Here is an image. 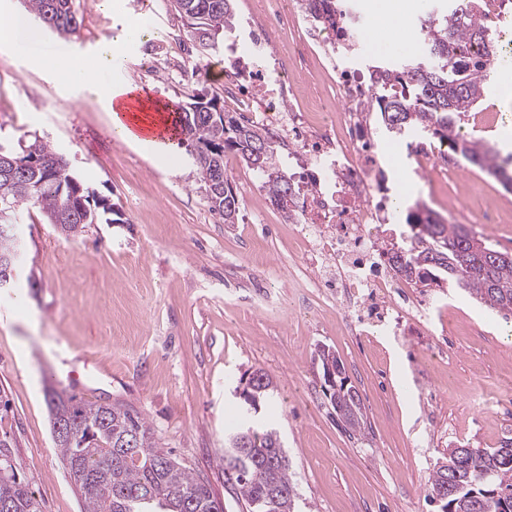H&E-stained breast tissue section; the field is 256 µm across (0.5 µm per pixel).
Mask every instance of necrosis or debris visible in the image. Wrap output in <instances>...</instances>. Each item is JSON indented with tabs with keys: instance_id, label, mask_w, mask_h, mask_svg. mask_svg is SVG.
<instances>
[{
	"instance_id": "necrosis-or-debris-1",
	"label": "necrosis or debris",
	"mask_w": 512,
	"mask_h": 512,
	"mask_svg": "<svg viewBox=\"0 0 512 512\" xmlns=\"http://www.w3.org/2000/svg\"><path fill=\"white\" fill-rule=\"evenodd\" d=\"M354 23L347 10L333 30L299 0H267L262 16L249 19L246 63L224 73V99L244 122L273 130L292 156H306L296 182L299 232L325 295L356 314L365 335L399 336L404 316L421 309L381 248L386 237H406L409 226L386 206L398 184L368 123L371 89L351 64L355 45L341 38ZM281 24L292 31L276 50L267 31Z\"/></svg>"
}]
</instances>
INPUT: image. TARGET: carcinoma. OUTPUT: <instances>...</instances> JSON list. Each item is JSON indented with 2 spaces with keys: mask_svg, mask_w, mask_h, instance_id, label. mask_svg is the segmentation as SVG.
<instances>
[{
  "mask_svg": "<svg viewBox=\"0 0 512 512\" xmlns=\"http://www.w3.org/2000/svg\"><path fill=\"white\" fill-rule=\"evenodd\" d=\"M235 0H173L187 28L200 33V53L215 47V39L230 26ZM337 0H305L304 8L334 29ZM26 11L45 30L61 37L77 33L72 0H24ZM425 53L401 62L371 66L372 109L391 134L417 131L449 143L457 157L492 174L512 190V156L502 159L481 139L464 138L455 130L465 113L482 98L499 55L490 33L482 0H451L448 12L420 20ZM208 68L192 73L186 100L178 109L180 143L189 153L200 145L214 146L209 159L193 158L209 209L226 224L235 223L238 198L233 193L224 155L235 152L263 183L268 197L283 215L291 212L293 183L275 159L273 135L230 114L221 119L224 102L207 97L195 86L208 81ZM18 162L0 170V210L23 204L37 208L47 224L70 236L80 224H121L120 213L96 191L83 185L68 162L56 164L59 154L50 143L34 138L20 150L0 145V158ZM413 245L391 253L394 268L422 284L431 272L444 276L470 297L503 319H512V253L502 252L476 237L464 224H447L433 211L409 216ZM326 394L346 431L361 435L367 428L365 404L346 376L336 353L317 356ZM336 374L329 384V371ZM253 405L240 402L231 433L224 438V477L237 487L249 512H293L297 484L277 429L269 422L274 386L263 370ZM51 422L80 420L83 431L73 441L56 446L69 476L83 499V512H220L208 484L157 447L143 415L131 406L107 407L74 395L67 401H48ZM135 446L123 448L129 435ZM428 500L440 512H512V438L495 448H450L434 466L425 486ZM0 512H40L34 495L17 480L13 469L0 471Z\"/></svg>",
  "mask_w": 512,
  "mask_h": 512,
  "instance_id": "1",
  "label": "carcinoma"
}]
</instances>
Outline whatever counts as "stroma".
Returning <instances> with one entry per match:
<instances>
[{"mask_svg": "<svg viewBox=\"0 0 512 512\" xmlns=\"http://www.w3.org/2000/svg\"><path fill=\"white\" fill-rule=\"evenodd\" d=\"M358 17L357 68L421 56L419 22L448 0H390L403 23L393 38L370 39L373 0H349ZM82 18L66 38L44 45L73 61L93 57L121 28L136 27L119 83L183 100L201 64L205 88L223 94L224 50L201 55L169 0H72ZM489 24L511 62L496 66L462 127L471 139L512 154V0ZM40 137L65 156L86 186L121 210L120 224H90L65 237L37 209L17 214L23 259L13 287L0 288V440L10 444L17 478L42 512H81V502L52 437L48 390L89 402L132 406L161 446L206 481L224 512H247L224 477V432L242 377L264 370L278 387L276 422L301 496L300 512H436L425 485L448 449L493 448L512 434L498 414L499 379L512 369V325L460 289L431 288L455 308L431 309L421 335L402 344L339 327L317 299L299 257L295 225L272 205L254 215V177L238 155L224 163L239 201L236 223L211 214L185 149L144 150L114 141L107 109L77 98L25 57L0 51V144ZM408 202L422 201L447 222L484 236V209L503 187L467 163L457 173H421L406 143ZM446 336L452 361L427 352ZM332 348L359 390L368 429L350 436L337 423L314 361Z\"/></svg>", "mask_w": 512, "mask_h": 512, "instance_id": "35a3bbf8", "label": "stroma"}]
</instances>
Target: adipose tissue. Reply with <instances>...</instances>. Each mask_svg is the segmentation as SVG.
<instances>
[{"label": "adipose tissue", "instance_id": "obj_1", "mask_svg": "<svg viewBox=\"0 0 512 512\" xmlns=\"http://www.w3.org/2000/svg\"><path fill=\"white\" fill-rule=\"evenodd\" d=\"M129 30H122L109 43L102 46L97 54L95 69L86 70L73 66L68 59L34 55L30 58L32 66L43 71L53 72L60 84L67 90L85 97L101 101L110 113L113 128L126 141L146 148L167 144L170 134L176 131V122L164 114H152L149 107H142L140 113L130 114L124 104L126 89L113 88L103 84L97 74L116 66L119 59L118 49L130 38Z\"/></svg>", "mask_w": 512, "mask_h": 512}]
</instances>
